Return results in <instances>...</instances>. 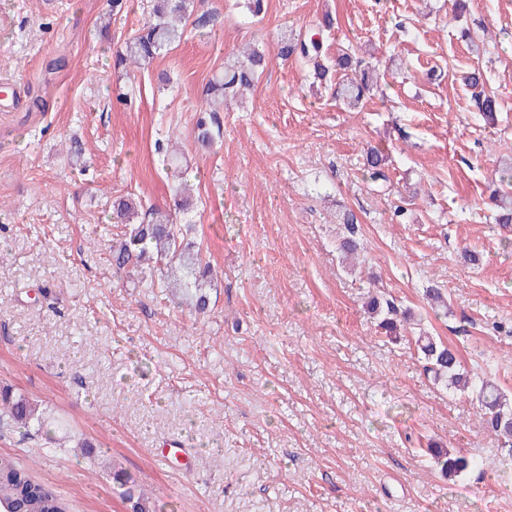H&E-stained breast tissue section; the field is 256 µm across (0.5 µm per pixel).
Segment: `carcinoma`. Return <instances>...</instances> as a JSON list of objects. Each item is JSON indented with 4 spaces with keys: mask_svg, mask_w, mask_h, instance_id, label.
Returning <instances> with one entry per match:
<instances>
[{
    "mask_svg": "<svg viewBox=\"0 0 512 512\" xmlns=\"http://www.w3.org/2000/svg\"><path fill=\"white\" fill-rule=\"evenodd\" d=\"M191 0H153L151 16L136 35L127 39L117 52L114 66L125 72L148 65L161 53L178 46L184 39L187 22L190 19ZM330 18H325L316 31L291 33L281 36L279 53L283 59L301 57L313 65L314 77L326 79L329 67L320 61L323 43L315 36L331 28ZM264 55L258 49L243 48L237 60L224 74L213 78L204 89L205 111L214 113L253 85L259 68L263 67ZM373 87L372 77L366 69L359 70L336 82V100L345 108L359 107L366 92ZM478 110L487 121L494 120L499 102L493 95L483 91L477 95ZM195 142L207 147L213 141V131L205 118L196 124ZM386 156L376 148L365 152L364 167L370 178L383 176L382 166ZM166 170L174 180V208L169 210L151 209L147 218L134 222L138 206L132 199L120 196L112 203L113 220L124 226L122 240L112 249L113 276L122 278L129 267L144 268L152 265L150 271L157 272L165 280H173L172 287L180 289L182 297L199 311L208 306L204 288L211 281L212 270L200 250L185 241L189 226L180 222L179 211L189 205V185L183 180L181 156L171 151L163 160ZM489 201L497 208L495 222L504 226L512 224V167L498 171L492 181ZM348 235L339 240V250L349 260L365 250L362 239L355 236L357 219L345 212L341 217ZM365 309L377 320V326L396 340L406 338L407 325L413 319L411 309L398 305L383 295H369ZM415 346L425 370L434 381L446 388L461 393H471L480 404L481 428L496 435L502 448L512 455V394L501 386L465 371L455 350L433 336L420 332L415 336ZM0 425L27 431L52 432L51 422L37 404L10 390L0 391ZM431 459L440 472L449 477H459L477 467V462L465 455L453 454L447 450H432ZM0 512H71L70 504L52 487L35 480L33 474L20 466L10 456L0 455Z\"/></svg>",
    "mask_w": 512,
    "mask_h": 512,
    "instance_id": "obj_1",
    "label": "carcinoma"
}]
</instances>
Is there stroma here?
I'll return each instance as SVG.
<instances>
[{
	"label": "stroma",
	"instance_id": "obj_1",
	"mask_svg": "<svg viewBox=\"0 0 512 512\" xmlns=\"http://www.w3.org/2000/svg\"><path fill=\"white\" fill-rule=\"evenodd\" d=\"M150 6L0 0V389L62 422L57 453L3 427L0 455L73 512H128V491L156 512H512V458L475 398L434 384L362 308L372 288L412 307L468 372L512 391V228L485 203L512 162V0H469L460 20L452 0H268L251 23L243 0H193L181 44L129 76L113 55ZM326 16V56L351 51L377 79L361 111L277 56L282 30ZM248 44L267 66L201 148L203 90ZM473 68L495 124L461 81ZM174 147L194 184L187 239L215 270L203 313L112 273V200L168 208ZM370 147L387 156L379 180ZM345 209L367 243L356 274ZM80 439L91 457L73 454ZM432 446L480 467L445 478ZM341 223L345 225L349 235L342 236L339 240V250L345 260L351 259L353 256L357 255L358 252L364 251L366 249L364 242L361 238H357L355 236V227L357 219L353 213L343 212L341 217Z\"/></svg>",
	"mask_w": 512,
	"mask_h": 512
}]
</instances>
